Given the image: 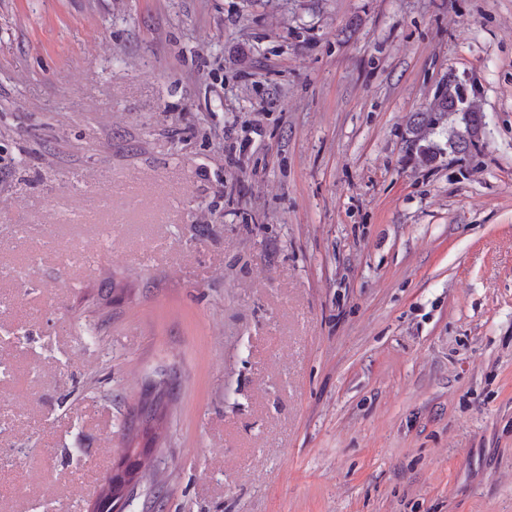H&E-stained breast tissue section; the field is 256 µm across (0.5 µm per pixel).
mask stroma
Wrapping results in <instances>:
<instances>
[{"instance_id": "35a3bbf8", "label": "stroma", "mask_w": 512, "mask_h": 512, "mask_svg": "<svg viewBox=\"0 0 512 512\" xmlns=\"http://www.w3.org/2000/svg\"><path fill=\"white\" fill-rule=\"evenodd\" d=\"M169 377L127 512H512V0H0V512ZM464 104V93L461 91L459 84L448 85V90L442 93L438 99L436 109L432 112L426 113V118L429 124L436 125L448 115V119L451 116H455V120L464 129V132L458 131L453 145L454 151L457 150L459 153H466L471 149L477 148L478 134L481 122V116L479 112H476L472 106V103L467 107H463ZM472 130V134L469 137L466 134Z\"/></svg>"}]
</instances>
